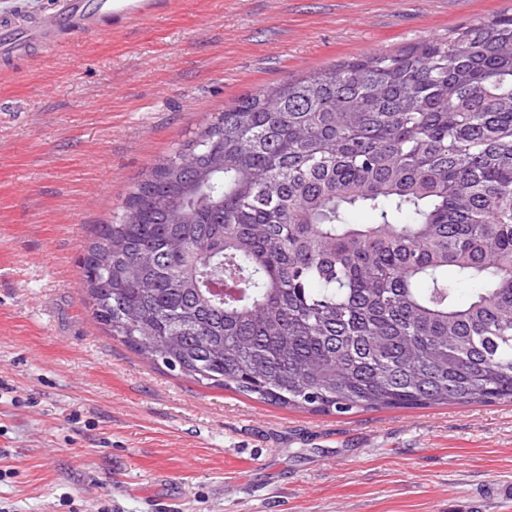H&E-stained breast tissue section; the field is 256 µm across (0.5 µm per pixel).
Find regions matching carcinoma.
<instances>
[{
	"mask_svg": "<svg viewBox=\"0 0 512 512\" xmlns=\"http://www.w3.org/2000/svg\"><path fill=\"white\" fill-rule=\"evenodd\" d=\"M80 268L110 336L207 387L323 414L511 403L512 13L242 97Z\"/></svg>",
	"mask_w": 512,
	"mask_h": 512,
	"instance_id": "carcinoma-1",
	"label": "carcinoma"
}]
</instances>
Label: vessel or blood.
Masks as SVG:
<instances>
[{
    "mask_svg": "<svg viewBox=\"0 0 512 512\" xmlns=\"http://www.w3.org/2000/svg\"><path fill=\"white\" fill-rule=\"evenodd\" d=\"M163 3L164 0H58L51 13L37 20L16 13L1 14L0 58L22 56L34 45L52 51L58 45V33L93 34L101 19L115 14L142 17L158 11Z\"/></svg>",
    "mask_w": 512,
    "mask_h": 512,
    "instance_id": "obj_1",
    "label": "vessel or blood"
}]
</instances>
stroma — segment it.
<instances>
[{
  "label": "stroma",
  "instance_id": "stroma-1",
  "mask_svg": "<svg viewBox=\"0 0 512 512\" xmlns=\"http://www.w3.org/2000/svg\"><path fill=\"white\" fill-rule=\"evenodd\" d=\"M512 0H168L0 64V512H512V403L321 415L107 335L78 266L237 99Z\"/></svg>",
  "mask_w": 512,
  "mask_h": 512
}]
</instances>
